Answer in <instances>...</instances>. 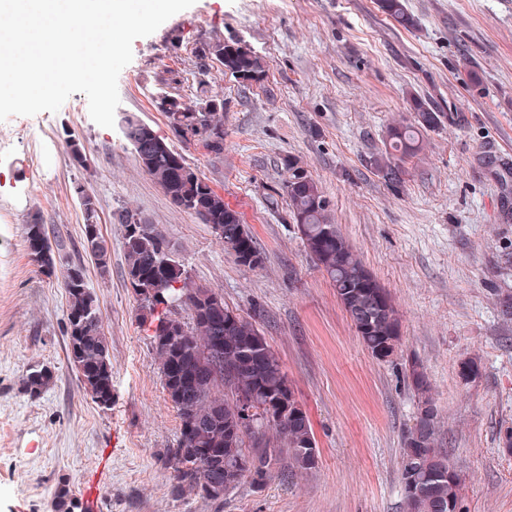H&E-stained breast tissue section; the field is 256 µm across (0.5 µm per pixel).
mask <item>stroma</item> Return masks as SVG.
<instances>
[{"label":"stroma","instance_id":"1","mask_svg":"<svg viewBox=\"0 0 512 512\" xmlns=\"http://www.w3.org/2000/svg\"><path fill=\"white\" fill-rule=\"evenodd\" d=\"M407 29L378 0H196L133 41L118 78L116 117L137 114L239 212L263 255L238 266L208 225L175 207L139 166L121 127L90 117L84 94L57 112L13 116L0 152V512H54L66 485L99 484V512H402V437L418 398L405 377L419 361L440 417L437 443L463 480L462 512H512V0H404ZM246 44L260 85L216 62L214 39ZM224 100V154L172 134L157 101L172 87ZM451 114L425 131L401 183L371 167L413 100ZM90 164L78 166L69 140ZM297 160L319 183L328 218L393 296L401 344L388 362L362 345L327 276L305 249L282 191ZM99 202L111 260L82 248L80 194ZM161 226L193 284L219 291L257 325L307 410L319 464L306 475L242 482L215 504L171 495L163 463L179 425L167 401L140 302L125 277L112 215ZM66 244L94 287L112 358L109 408L98 407L67 359L61 276L28 259L32 220ZM35 363L53 384H22ZM477 375L463 378L465 365ZM55 371L51 366L37 364L29 367L23 385L31 394H39L54 381Z\"/></svg>","mask_w":512,"mask_h":512}]
</instances>
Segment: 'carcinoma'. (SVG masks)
Returning <instances> with one entry per match:
<instances>
[{"mask_svg":"<svg viewBox=\"0 0 512 512\" xmlns=\"http://www.w3.org/2000/svg\"><path fill=\"white\" fill-rule=\"evenodd\" d=\"M384 13L405 27L414 25L402 0H380ZM215 58L244 82H259L265 67L252 51L241 53L238 44L221 40L207 45L198 56L197 68ZM172 133H185L205 142L210 152L224 150V100L200 98L187 101L180 94L159 99ZM414 122L398 124L389 131L391 151L374 160L377 172L398 183L405 160L419 147V133L440 125L445 113L421 101H413ZM125 140L139 164L173 205L209 225L224 251L234 262L249 269L262 265L263 256L239 213L214 190L150 125L136 114L122 117ZM282 190L306 249L328 277L336 296L355 327L365 349L379 361L397 354L400 322L390 292L366 268L360 257L327 217L328 204L311 174L289 160ZM84 217V249L102 268L109 252L101 235L90 228L99 225L98 206L89 195L80 197ZM138 214L121 210L114 222L122 227L125 275L140 301L141 319L151 328L157 373L180 424L164 464L171 470L172 494L178 499L199 497L222 503L224 496L242 480L259 488L288 457V472H308L318 465V449L309 416L288 384L277 356L252 316L210 301L217 291L194 286L166 233L155 224L135 222ZM31 263L50 277L56 272L59 246L52 243L42 224L26 226ZM64 288L68 294L66 334L69 363L79 374L84 389L102 408L112 404V359L94 288L82 264L67 265ZM185 308L189 321L175 310ZM409 380L418 396L413 426L403 437L400 476L404 512H460L461 479L441 470L444 456L437 450L438 410L425 371L413 361ZM52 367H29L23 385L39 394L54 381ZM267 412L284 401L298 412L279 419L261 416L255 430H241V399ZM56 512H75L77 504L66 486L55 492Z\"/></svg>","mask_w":512,"mask_h":512,"instance_id":"carcinoma-1","label":"carcinoma"}]
</instances>
